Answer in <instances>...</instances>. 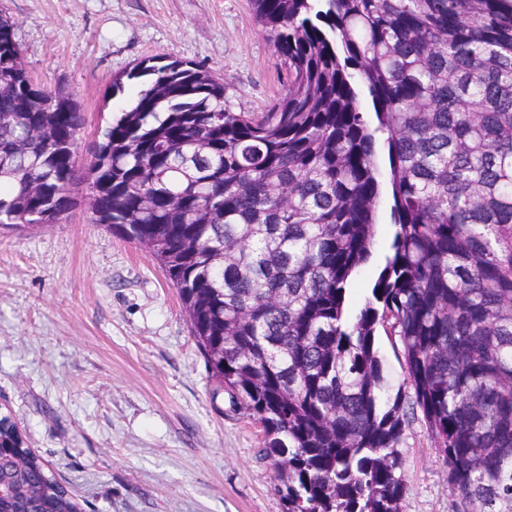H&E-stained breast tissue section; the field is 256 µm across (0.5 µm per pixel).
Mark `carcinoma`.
Listing matches in <instances>:
<instances>
[{"label":"carcinoma","mask_w":512,"mask_h":512,"mask_svg":"<svg viewBox=\"0 0 512 512\" xmlns=\"http://www.w3.org/2000/svg\"><path fill=\"white\" fill-rule=\"evenodd\" d=\"M287 85L236 112L142 60L87 148L90 213L163 267L211 378L263 428L285 512H401L420 411L465 512H512V0H252ZM83 112L0 15V229L74 205ZM388 163L391 242L363 303ZM401 353L388 377L379 337ZM0 414V512H82Z\"/></svg>","instance_id":"carcinoma-1"}]
</instances>
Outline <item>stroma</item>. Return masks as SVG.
I'll return each mask as SVG.
<instances>
[{
    "label": "stroma",
    "mask_w": 512,
    "mask_h": 512,
    "mask_svg": "<svg viewBox=\"0 0 512 512\" xmlns=\"http://www.w3.org/2000/svg\"><path fill=\"white\" fill-rule=\"evenodd\" d=\"M35 82L61 89L94 139L113 77L142 59L195 63L233 109L260 112L286 70L251 0H0ZM0 230V412L84 512H284L261 426L215 393L179 293L136 244L91 223ZM402 512H460L422 416L400 447Z\"/></svg>",
    "instance_id": "35a3bbf8"
}]
</instances>
